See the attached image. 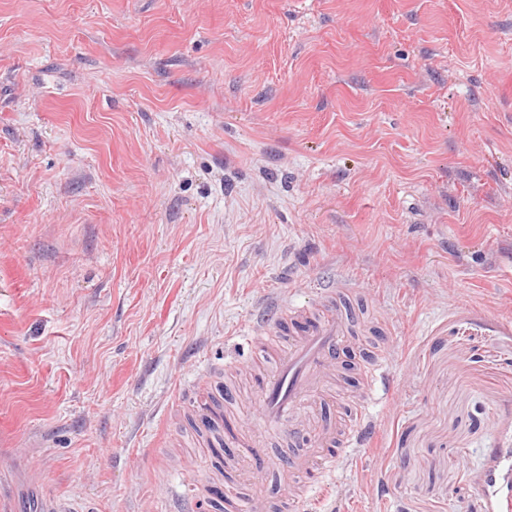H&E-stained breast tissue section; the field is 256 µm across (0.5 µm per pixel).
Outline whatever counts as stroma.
<instances>
[{
    "label": "stroma",
    "instance_id": "obj_1",
    "mask_svg": "<svg viewBox=\"0 0 512 512\" xmlns=\"http://www.w3.org/2000/svg\"><path fill=\"white\" fill-rule=\"evenodd\" d=\"M335 287L387 383L317 512H492L512 0H0V512H226L184 396Z\"/></svg>",
    "mask_w": 512,
    "mask_h": 512
}]
</instances>
